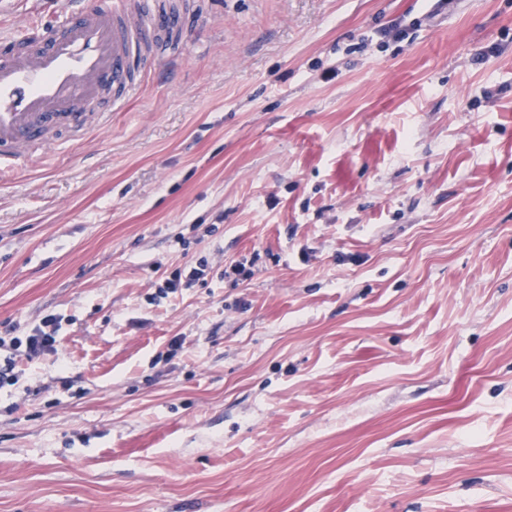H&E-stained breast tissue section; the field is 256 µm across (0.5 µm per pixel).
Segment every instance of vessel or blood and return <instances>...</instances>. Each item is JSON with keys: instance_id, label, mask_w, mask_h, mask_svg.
I'll return each mask as SVG.
<instances>
[{"instance_id": "1", "label": "vessel or blood", "mask_w": 512, "mask_h": 512, "mask_svg": "<svg viewBox=\"0 0 512 512\" xmlns=\"http://www.w3.org/2000/svg\"><path fill=\"white\" fill-rule=\"evenodd\" d=\"M189 14L164 0H66L49 40L0 37V172L58 146L63 128L122 111L140 71L183 48Z\"/></svg>"}]
</instances>
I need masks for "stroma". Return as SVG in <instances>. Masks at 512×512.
I'll list each match as a JSON object with an SVG mask.
<instances>
[{"label":"stroma","instance_id":"obj_1","mask_svg":"<svg viewBox=\"0 0 512 512\" xmlns=\"http://www.w3.org/2000/svg\"><path fill=\"white\" fill-rule=\"evenodd\" d=\"M190 27L0 175V338L61 321L0 385V512H512V0ZM206 265L185 266L172 273V277L167 279L166 289L172 293L177 292L178 288H191L196 282L204 281L206 276ZM60 330L59 321L52 315L45 316L38 325L25 336V350L22 351L26 359L53 354L57 351V337Z\"/></svg>","mask_w":512,"mask_h":512}]
</instances>
